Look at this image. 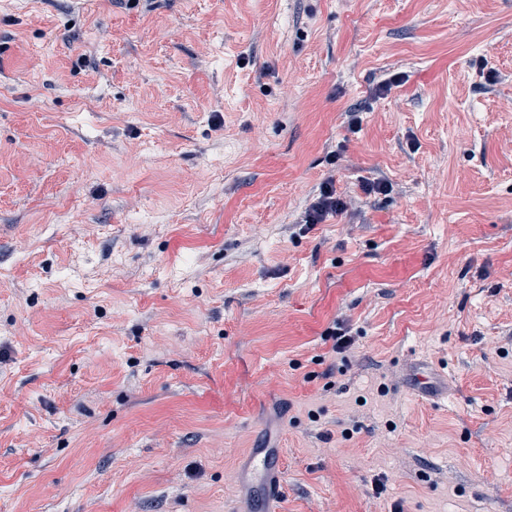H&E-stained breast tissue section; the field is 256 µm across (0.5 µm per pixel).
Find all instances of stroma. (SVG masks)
Here are the masks:
<instances>
[{"label":"stroma","mask_w":512,"mask_h":512,"mask_svg":"<svg viewBox=\"0 0 512 512\" xmlns=\"http://www.w3.org/2000/svg\"><path fill=\"white\" fill-rule=\"evenodd\" d=\"M275 448L279 512H512V0H0V512ZM348 203L336 194L335 182L328 179L321 185L319 195L307 207L302 229L308 231L315 224H321L328 216L343 213L347 210Z\"/></svg>","instance_id":"1"}]
</instances>
